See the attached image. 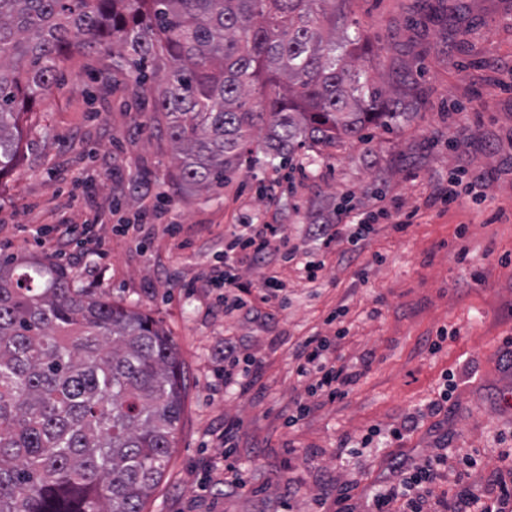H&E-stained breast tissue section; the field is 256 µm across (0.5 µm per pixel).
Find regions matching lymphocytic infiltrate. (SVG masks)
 <instances>
[{
	"label": "lymphocytic infiltrate",
	"instance_id": "1",
	"mask_svg": "<svg viewBox=\"0 0 512 512\" xmlns=\"http://www.w3.org/2000/svg\"><path fill=\"white\" fill-rule=\"evenodd\" d=\"M399 203L379 208L378 212H357L353 207L341 209L336 223L314 225L312 232L322 248L331 249L337 242H346L344 258H356L361 243L372 231L376 216H390L399 211ZM299 247L292 242L281 224H256L251 217H243L236 231L217 251L219 265L207 283L224 291V310L231 313L245 306L239 295L238 265L243 260L268 265L272 262H290L297 258ZM346 314L339 308L327 321L336 324L331 336H310L298 346L294 359L295 372L304 391L293 400L284 420L286 427H295L309 417L319 404L345 398L349 388L372 365L371 356H364L359 366L337 362L332 355L336 340L345 337L347 330L340 320ZM217 363L222 364L221 375L225 385L250 393L254 386L253 356L245 354L242 346L227 339L213 350ZM498 466L494 479L477 480L472 476L475 461L472 454L450 456L437 453L411 463L398 464L391 477L379 484L372 494L370 512H512V448L498 452Z\"/></svg>",
	"mask_w": 512,
	"mask_h": 512
}]
</instances>
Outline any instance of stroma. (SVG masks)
I'll use <instances>...</instances> for the list:
<instances>
[{"mask_svg":"<svg viewBox=\"0 0 512 512\" xmlns=\"http://www.w3.org/2000/svg\"><path fill=\"white\" fill-rule=\"evenodd\" d=\"M344 26L371 40L359 67L376 58L387 82L408 74L418 83L424 100L408 121L305 144L284 163L258 150L220 194L184 193L170 180V140L133 104L134 70L108 53H80L41 102L17 173L0 180V257L45 258L33 236L43 225L94 224L95 241L68 247L58 265L76 287L102 285L113 302L150 314L175 343L187 387L147 512H317L316 484L353 481L360 500L395 462L445 445L468 449L488 477L496 436L512 434V0H351ZM465 162L483 200L468 192L452 205L435 200V186ZM304 163L302 180L294 171ZM160 191L170 209L143 243L113 234L114 224L157 204ZM383 198L397 200L410 225L399 233L380 220L354 261L308 233L343 205L371 210ZM245 212L287 225L324 268L310 283L298 262L273 264L283 301L255 299L227 315L206 279ZM341 306L349 334L336 355L350 365L372 355L371 368L346 398L285 428L288 403L303 389L292 354L306 337L328 334L325 320ZM443 326L458 337L429 352L425 339ZM226 337L255 356L260 399L216 379L211 351ZM444 389L447 411L404 441L337 458L341 440L399 423ZM228 420L240 424L238 463L250 476L233 496L216 471Z\"/></svg>","mask_w":512,"mask_h":512,"instance_id":"35a3bbf8","label":"stroma"}]
</instances>
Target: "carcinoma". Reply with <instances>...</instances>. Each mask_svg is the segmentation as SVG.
<instances>
[{"label":"carcinoma","instance_id":"cac0c4a2","mask_svg":"<svg viewBox=\"0 0 512 512\" xmlns=\"http://www.w3.org/2000/svg\"><path fill=\"white\" fill-rule=\"evenodd\" d=\"M350 0H0V178L75 52H117L173 144V184L217 192L253 147L352 138L408 115L414 85L336 41ZM166 62L164 85L145 69ZM184 373L150 316L45 261L0 259V512H144Z\"/></svg>","mask_w":512,"mask_h":512}]
</instances>
